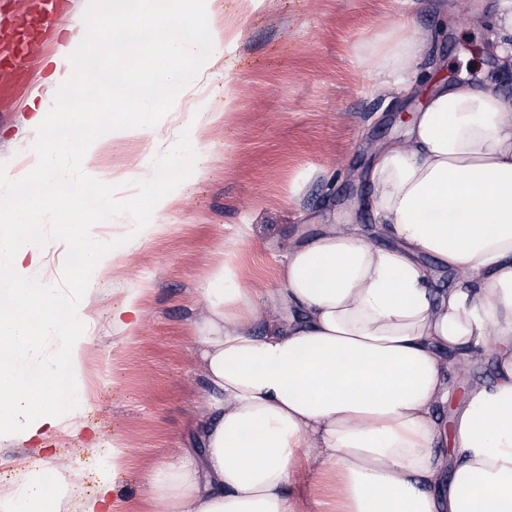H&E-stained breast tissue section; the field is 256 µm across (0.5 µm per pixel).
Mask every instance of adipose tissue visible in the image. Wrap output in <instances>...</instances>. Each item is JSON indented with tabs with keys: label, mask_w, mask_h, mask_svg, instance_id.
I'll return each instance as SVG.
<instances>
[{
	"label": "adipose tissue",
	"mask_w": 512,
	"mask_h": 512,
	"mask_svg": "<svg viewBox=\"0 0 512 512\" xmlns=\"http://www.w3.org/2000/svg\"><path fill=\"white\" fill-rule=\"evenodd\" d=\"M169 0H86L85 17H128L87 52L84 25L69 27L54 60L55 84L84 88L77 112L36 111L47 140L20 176L0 173V424L23 440L45 437L81 417L89 340L75 334L82 302L120 253L143 247L177 202L184 178L153 165L161 142L153 113L135 123L97 109L109 89L131 104L183 101L207 73L204 46L225 31L199 0L193 24H158ZM163 53L160 74L131 80L141 51ZM424 42L409 29L367 45L379 74L406 83ZM405 145L382 149L371 174L378 229L393 245L375 247L333 224L289 247L280 285L266 294L277 321L263 333L255 289L228 247L205 288L191 363L209 395L200 405L205 456L161 460L151 470L157 512H296L292 473L317 465L335 512H512V103L493 89L440 82L415 112ZM141 139L150 165L134 175L145 216L123 227L122 250L98 245L74 216L107 220L111 200L86 195L47 167L50 154L92 160L115 139ZM54 228L80 267L78 300L41 278L46 230ZM432 257L459 276L433 288ZM495 345L497 381L471 385L452 419L453 448L438 445L437 409L454 393L448 358ZM124 466L111 449L80 512H118ZM86 473L63 455L37 461L20 483L13 512H51L81 490Z\"/></svg>",
	"instance_id": "1"
}]
</instances>
